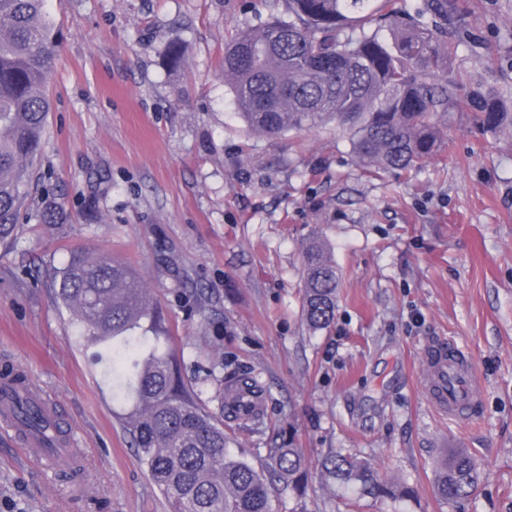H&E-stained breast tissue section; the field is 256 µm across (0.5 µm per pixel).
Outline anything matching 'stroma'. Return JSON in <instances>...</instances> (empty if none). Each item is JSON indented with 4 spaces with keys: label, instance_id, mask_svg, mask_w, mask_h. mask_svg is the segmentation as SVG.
Segmentation results:
<instances>
[{
    "label": "stroma",
    "instance_id": "35a3bbf8",
    "mask_svg": "<svg viewBox=\"0 0 512 512\" xmlns=\"http://www.w3.org/2000/svg\"><path fill=\"white\" fill-rule=\"evenodd\" d=\"M48 15L52 109L28 218L0 244V362L54 403L82 476L59 481L0 428V512H170L112 409L99 347L77 343L56 304L53 272L75 249L140 273L186 376L210 363L257 376L262 417L224 430L269 482L273 512H512V127L456 113L432 159L374 176L334 125L267 137L237 117L224 51L267 18L264 0H49ZM462 18L476 40L453 70L512 101V0H463ZM53 202L63 223H42ZM313 241L340 277L335 318L316 331L302 315ZM432 336L473 355L482 405L466 420L422 393ZM285 446L305 453V500L267 457ZM454 447L479 477L450 503L435 473ZM338 452L415 497L340 486L324 468Z\"/></svg>",
    "mask_w": 512,
    "mask_h": 512
}]
</instances>
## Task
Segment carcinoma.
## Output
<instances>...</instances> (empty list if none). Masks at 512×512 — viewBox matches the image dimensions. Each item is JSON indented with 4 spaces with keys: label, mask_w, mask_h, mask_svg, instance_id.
<instances>
[{
    "label": "carcinoma",
    "mask_w": 512,
    "mask_h": 512,
    "mask_svg": "<svg viewBox=\"0 0 512 512\" xmlns=\"http://www.w3.org/2000/svg\"><path fill=\"white\" fill-rule=\"evenodd\" d=\"M267 8V20L241 30L224 51L237 116L255 131L277 136L334 122L369 164L368 173L377 174L424 163L435 150L438 122L457 112L470 113L486 131L512 126V112L498 95L463 87L448 69L461 29L459 0H424L414 16L399 0H267ZM57 47L47 0H0L1 243L25 219L51 110L44 85ZM166 57L171 67L180 66L179 37L168 40ZM303 261V316L321 330L335 317L336 266L316 241ZM52 286L75 320L76 340L106 349L112 401L171 512H272L263 476L228 449L224 378L214 367L206 373L217 385L218 411L209 412L203 388L182 377L164 315L136 270L104 251L75 250ZM17 414L48 440L60 433L26 401L18 402ZM268 454L288 490L302 497L309 480L302 450L270 448ZM325 468L364 495L409 493L353 456L332 455ZM477 477V461L455 451L436 471L437 493L455 502L469 495Z\"/></svg>",
    "instance_id": "obj_1"
}]
</instances>
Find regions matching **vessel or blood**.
Segmentation results:
<instances>
[{
    "instance_id": "obj_1",
    "label": "vessel or blood",
    "mask_w": 512,
    "mask_h": 512,
    "mask_svg": "<svg viewBox=\"0 0 512 512\" xmlns=\"http://www.w3.org/2000/svg\"><path fill=\"white\" fill-rule=\"evenodd\" d=\"M423 360L426 368L423 390L430 404L451 418L473 410L478 402L475 391L476 373L471 354L443 338L427 341ZM225 397L234 411L243 418L262 413L264 401L260 394L227 382Z\"/></svg>"
}]
</instances>
